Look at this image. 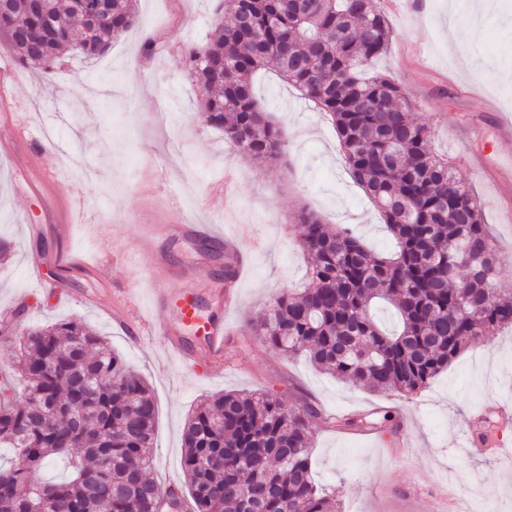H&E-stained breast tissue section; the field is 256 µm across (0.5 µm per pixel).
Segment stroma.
I'll return each instance as SVG.
<instances>
[{
	"label": "stroma",
	"mask_w": 512,
	"mask_h": 512,
	"mask_svg": "<svg viewBox=\"0 0 512 512\" xmlns=\"http://www.w3.org/2000/svg\"><path fill=\"white\" fill-rule=\"evenodd\" d=\"M215 0H137L136 25L92 61L63 56L51 73L16 64L0 38V376L18 377L13 343L24 329L78 318L136 373L157 406L153 475L182 480V434L202 399L231 391L264 392L285 404H314L312 473L335 493L342 512H433L444 473L477 478L512 512V458L470 454L463 435L479 429L477 410L512 403V330L466 347L429 387L401 395L372 392L325 374L305 357L270 350L249 318L274 294L307 284L300 209L348 227L371 249L391 248L378 210L345 164L331 120L291 85L267 72L256 98L284 129L288 146L273 167L258 166L225 143L201 117L191 77L176 61L203 44ZM393 39L376 72L398 82L431 147L448 157L478 195L496 251H512V229L491 200L495 186L477 154L493 156L494 112L512 114V0L475 12L459 0H422L388 11ZM152 54H145V43ZM481 127L484 137L467 133ZM232 169L238 189H224ZM81 207L68 236L52 228L55 208ZM177 224H207L212 233L178 237ZM236 241L247 263L238 302L223 310L224 241ZM44 285H36L32 264ZM200 289L203 315L224 319V370L188 368L166 350L170 310L153 288ZM130 327L112 325L113 309ZM391 414L400 430L352 432L339 414Z\"/></svg>",
	"instance_id": "35a3bbf8"
}]
</instances>
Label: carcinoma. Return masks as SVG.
I'll return each mask as SVG.
<instances>
[{
	"label": "carcinoma",
	"mask_w": 512,
	"mask_h": 512,
	"mask_svg": "<svg viewBox=\"0 0 512 512\" xmlns=\"http://www.w3.org/2000/svg\"><path fill=\"white\" fill-rule=\"evenodd\" d=\"M230 22L181 53L199 81L204 121L257 163L278 160L284 130L258 105L254 76L271 72L330 117L354 181L395 241L390 255L369 251L345 228L303 209L302 249L309 284L281 292L251 318L273 350L305 354L320 370L374 392L420 390L461 351L512 326V293L494 288L501 263L481 205L431 132L415 123L400 86L368 75L392 31L377 0H224ZM136 21L134 0H104L95 22L83 0H0V33L24 68L49 73L76 46L106 52ZM394 309L389 332L374 307ZM22 387L0 385V512H165L168 500L193 512H338L313 478L311 405L292 407L263 393L227 392L189 417L185 483L161 494L151 476L157 408L147 381L84 321L30 327L16 339ZM392 417L336 418L353 431L384 429ZM71 460L67 478L44 471Z\"/></svg>",
	"instance_id": "carcinoma-1"
}]
</instances>
